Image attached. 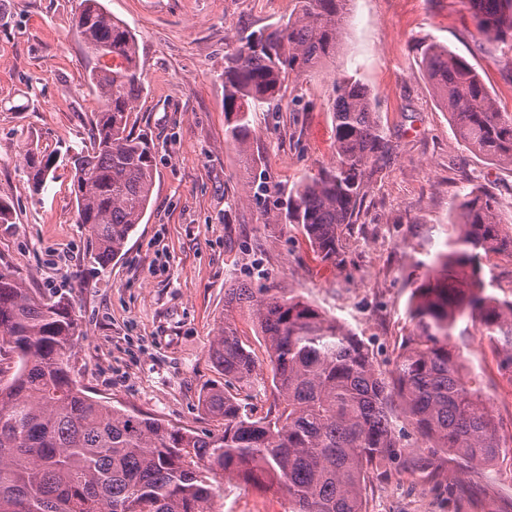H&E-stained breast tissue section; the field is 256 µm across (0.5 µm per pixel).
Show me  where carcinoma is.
<instances>
[{
	"mask_svg": "<svg viewBox=\"0 0 512 512\" xmlns=\"http://www.w3.org/2000/svg\"><path fill=\"white\" fill-rule=\"evenodd\" d=\"M351 0H291L286 19L254 32L224 55V142L252 160L253 113L282 111L290 75L313 73L336 57ZM480 40L512 55V0H462ZM72 32L97 60L90 80L99 100L91 145L70 156L77 223L95 258L109 264L142 223L154 187L155 148L134 133L143 90L134 35L100 0H80ZM424 74L448 112L457 142L512 167V112L500 111L476 68L436 41L420 44ZM335 155L288 192L276 224H296L316 257L338 266L372 180L390 144L376 101L345 71L328 99ZM37 193L49 175L40 150L27 153ZM453 233L416 279L411 330L392 368L379 370L356 334L291 288L224 291V310H244L263 336L270 376L224 319L209 358L224 375L204 408L224 421L199 434L123 410L86 394L74 375L81 335L70 300L29 288L0 260V512H215L232 476L288 497V512H366L372 479L429 467L405 449L441 448L468 466L512 457L499 421L463 373L452 338L464 319L479 322L512 377V297L488 291L484 267L512 255L494 193L462 196ZM270 390L253 419L226 387ZM415 444L402 443L399 425Z\"/></svg>",
	"mask_w": 512,
	"mask_h": 512,
	"instance_id": "cac0c4a2",
	"label": "carcinoma"
}]
</instances>
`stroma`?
<instances>
[{
	"instance_id": "obj_1",
	"label": "stroma",
	"mask_w": 512,
	"mask_h": 512,
	"mask_svg": "<svg viewBox=\"0 0 512 512\" xmlns=\"http://www.w3.org/2000/svg\"><path fill=\"white\" fill-rule=\"evenodd\" d=\"M78 0H0V197L13 221L0 224V258L30 287L66 293L83 335L75 376L91 396L165 423L218 431L200 403L223 384L208 357L224 320V290L294 289L346 324L375 365L391 369L411 325L412 283L442 250L462 195L484 187L512 222V169L459 146L414 50L432 39L466 57L512 112L505 63L477 51L461 0H352L335 62L290 77L284 98L297 112H257L251 168L224 142V55L240 38L279 24L287 0H102L138 45L144 91L139 128L151 136V203L124 254L99 266L76 222L70 147L88 144L98 100L95 62L71 30ZM348 71L376 99L392 160L363 204L342 266L320 263L300 229L272 224L245 196L249 180L285 199L333 158L332 81ZM52 158L33 193L27 151ZM453 342L464 373L512 436V382L484 328L461 321ZM368 512H512V461L459 473L447 460L429 476L373 480ZM224 512H288L285 496L228 481Z\"/></svg>"
}]
</instances>
